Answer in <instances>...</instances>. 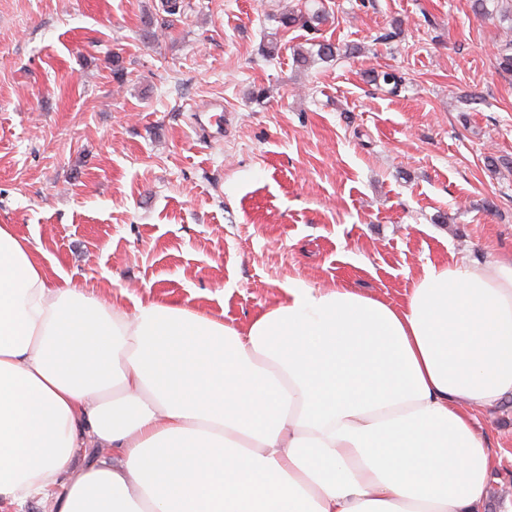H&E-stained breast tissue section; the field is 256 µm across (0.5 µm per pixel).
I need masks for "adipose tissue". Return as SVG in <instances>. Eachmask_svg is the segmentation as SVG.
Segmentation results:
<instances>
[{
  "label": "adipose tissue",
  "instance_id": "obj_1",
  "mask_svg": "<svg viewBox=\"0 0 512 512\" xmlns=\"http://www.w3.org/2000/svg\"><path fill=\"white\" fill-rule=\"evenodd\" d=\"M509 396L510 256L424 266L400 305L292 281L234 326L102 302L0 225L16 512H481L493 456L472 411Z\"/></svg>",
  "mask_w": 512,
  "mask_h": 512
}]
</instances>
